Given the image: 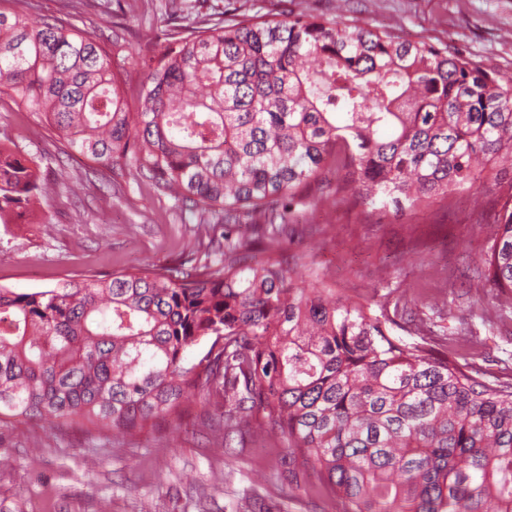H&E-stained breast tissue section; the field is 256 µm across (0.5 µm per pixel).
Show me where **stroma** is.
I'll list each match as a JSON object with an SVG mask.
<instances>
[{
    "mask_svg": "<svg viewBox=\"0 0 512 512\" xmlns=\"http://www.w3.org/2000/svg\"><path fill=\"white\" fill-rule=\"evenodd\" d=\"M35 19L69 15L109 51L127 99L148 63L183 21L206 25L225 13L342 19L394 29L403 38L447 44L483 68L512 76V0H0ZM0 141L51 157L49 177L80 182L75 197L0 224V285L18 292L107 278L147 265L204 261L216 226L199 235L195 213L136 178L126 162L78 153L31 112L0 95ZM330 171L306 201L316 209L285 243L292 274L329 275L350 298L369 301L392 336L412 341L432 299L446 306L447 350L487 377L512 381V295L476 305L470 281L482 268L500 207L492 183L451 204L379 212L337 193ZM406 311H395L398 297ZM218 398L197 400L181 424L151 421L133 433L76 424L48 428L0 418V512H339L319 481L297 490L282 479L276 439L225 442Z\"/></svg>",
    "mask_w": 512,
    "mask_h": 512,
    "instance_id": "obj_1",
    "label": "stroma"
}]
</instances>
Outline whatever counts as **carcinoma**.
I'll list each match as a JSON object with an SVG mask.
<instances>
[{"instance_id": "cac0c4a2", "label": "carcinoma", "mask_w": 512, "mask_h": 512, "mask_svg": "<svg viewBox=\"0 0 512 512\" xmlns=\"http://www.w3.org/2000/svg\"><path fill=\"white\" fill-rule=\"evenodd\" d=\"M139 104L108 51L67 20L0 11V94L79 153L222 224L216 269L190 260L16 292L0 286V416L134 431L180 424L187 394L222 399L284 442L278 465L316 475L343 512H512V383L407 343L336 281L298 285L283 244L301 189L331 168L381 209L418 210L512 167V78L442 43L342 20L220 18L167 34ZM44 159L0 143V223L48 191ZM345 185V186H347ZM345 186H336L341 192ZM485 272L512 292V182ZM211 340L190 362L187 352Z\"/></svg>"}]
</instances>
